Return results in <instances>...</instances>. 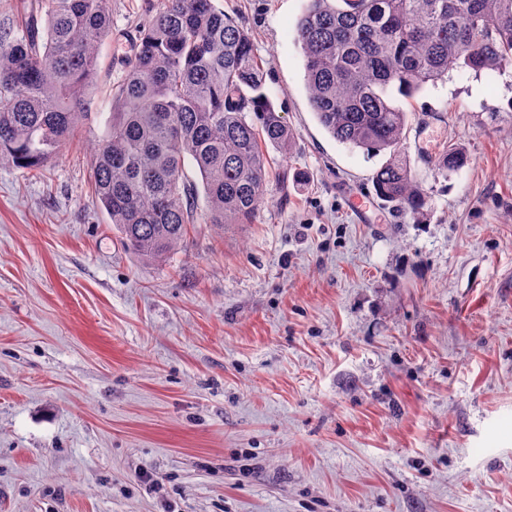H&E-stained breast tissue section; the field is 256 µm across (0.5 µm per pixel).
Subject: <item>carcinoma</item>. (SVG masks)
Returning <instances> with one entry per match:
<instances>
[{
  "mask_svg": "<svg viewBox=\"0 0 512 512\" xmlns=\"http://www.w3.org/2000/svg\"><path fill=\"white\" fill-rule=\"evenodd\" d=\"M11 8L25 25L0 27V164L38 174L88 115L112 0ZM294 38L319 124L342 144L389 153L373 174L375 195L418 213L426 196L401 150L407 114L392 97L409 99L453 69L512 65V0H306ZM123 58L112 122L90 152L91 197L129 251L164 262L193 224L251 222L272 174L265 149L289 153L294 134L266 90L250 34L216 0H157ZM467 162L451 144L435 166L453 172Z\"/></svg>",
  "mask_w": 512,
  "mask_h": 512,
  "instance_id": "cac0c4a2",
  "label": "carcinoma"
}]
</instances>
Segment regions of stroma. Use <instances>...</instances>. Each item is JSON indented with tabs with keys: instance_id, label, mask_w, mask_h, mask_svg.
<instances>
[{
	"instance_id": "stroma-1",
	"label": "stroma",
	"mask_w": 512,
	"mask_h": 512,
	"mask_svg": "<svg viewBox=\"0 0 512 512\" xmlns=\"http://www.w3.org/2000/svg\"><path fill=\"white\" fill-rule=\"evenodd\" d=\"M150 3L112 0L75 142L0 166V512H512V66L397 98L427 205L395 211L310 108L306 0H220L295 144L251 223L149 263L89 150ZM468 162L467 153L461 145L451 144L444 148L435 160V166L439 170L448 172L456 171Z\"/></svg>"
}]
</instances>
